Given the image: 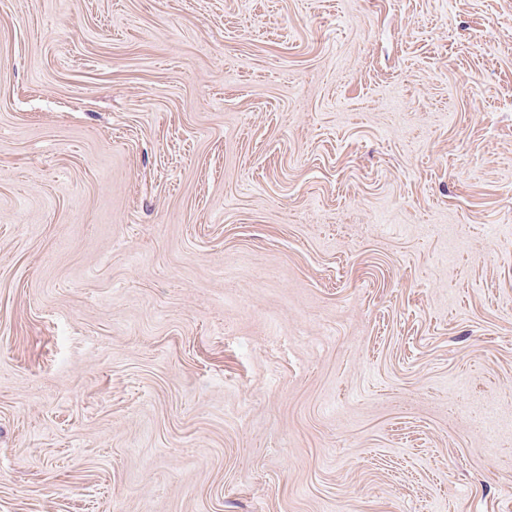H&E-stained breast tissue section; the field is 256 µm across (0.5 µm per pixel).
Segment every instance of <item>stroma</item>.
<instances>
[{"instance_id":"1","label":"stroma","mask_w":512,"mask_h":512,"mask_svg":"<svg viewBox=\"0 0 512 512\" xmlns=\"http://www.w3.org/2000/svg\"><path fill=\"white\" fill-rule=\"evenodd\" d=\"M0 512H512V0H0Z\"/></svg>"}]
</instances>
